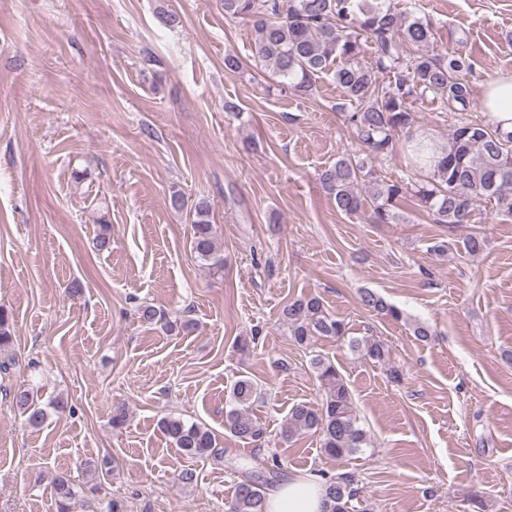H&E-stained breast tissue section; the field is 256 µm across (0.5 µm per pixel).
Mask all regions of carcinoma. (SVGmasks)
<instances>
[{
	"label": "carcinoma",
	"instance_id": "carcinoma-1",
	"mask_svg": "<svg viewBox=\"0 0 512 512\" xmlns=\"http://www.w3.org/2000/svg\"><path fill=\"white\" fill-rule=\"evenodd\" d=\"M416 0L402 11L388 0H224V15L251 25L254 60L280 84L297 91L312 87L320 75L333 71L342 89L347 122L366 157L344 154L321 174L342 212L354 215L369 209L373 224L396 223V206L401 198L413 194L436 223L459 227L470 223L474 203L481 199L496 202L499 213L512 217V132L477 121L459 124L448 141V148L434 142L424 144L413 136L409 147L413 162L422 164L424 151L433 154L432 176L412 185L404 180L379 181L368 161L387 155L393 138L411 124L410 100L431 94L442 103L457 104L465 111L473 100L466 75L470 59L456 53L444 56L424 51L432 33L415 15ZM374 46L375 61L361 64L363 42ZM395 73L389 84L380 83L378 73ZM192 215L191 248L195 258L211 271L224 270L216 225L207 201L195 203ZM361 304L395 321L403 312L382 296L365 289ZM293 340L310 346L322 336H342L345 325L329 316L318 297L292 301L282 311ZM140 321L170 331L173 325L157 307L138 308ZM350 347L361 357L380 362L385 357L382 343L353 339ZM319 383L320 403L297 404L288 414L287 437L319 434L323 449L340 461L363 451L368 445L360 426L349 386L328 358L321 354L310 360ZM261 390L253 379L237 380L231 391L232 408L225 414L224 428L248 444L264 438V428L250 415ZM16 406L31 428L43 426L47 412L30 391L14 395ZM160 429L185 456L204 457L216 453V436L206 425L169 416ZM326 512H351L356 498L357 479L352 472L321 475ZM56 512H75L80 502L76 484L59 478L53 485ZM225 512H266V494L249 477L237 485Z\"/></svg>",
	"mask_w": 512,
	"mask_h": 512
}]
</instances>
